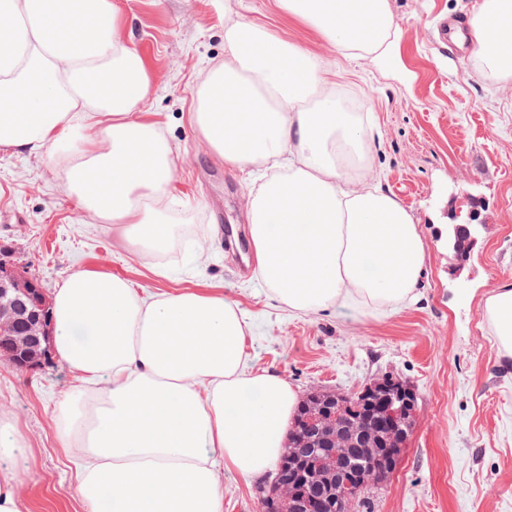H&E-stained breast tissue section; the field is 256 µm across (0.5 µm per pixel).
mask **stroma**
Here are the masks:
<instances>
[{"label": "stroma", "mask_w": 512, "mask_h": 512, "mask_svg": "<svg viewBox=\"0 0 512 512\" xmlns=\"http://www.w3.org/2000/svg\"><path fill=\"white\" fill-rule=\"evenodd\" d=\"M477 0H389L398 55L389 66L339 58L322 32L281 0H112L148 63V108L176 162L177 232L162 260L125 245L57 184L49 160L0 149V260L28 271L45 293L71 272L103 271L149 293L195 289L238 303L249 331L246 366L278 374L299 393L359 391L386 374L417 402L415 426L373 512H512V358L485 317L492 291L512 287V76L483 70L468 39L433 42L441 17L471 16ZM262 28L322 63L340 99L368 112L375 145L367 166L412 215L425 244L415 302L380 314L288 309L253 274L225 229L249 240L250 171L217 162L190 126L201 71L224 60L228 19ZM477 212L466 258L448 227ZM203 240L205 264L193 259ZM75 377L58 362L18 371L0 359V414L26 438L32 512H86L75 469L53 421ZM224 512H260L268 477L222 470Z\"/></svg>", "instance_id": "stroma-1"}]
</instances>
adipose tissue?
<instances>
[{
	"mask_svg": "<svg viewBox=\"0 0 512 512\" xmlns=\"http://www.w3.org/2000/svg\"><path fill=\"white\" fill-rule=\"evenodd\" d=\"M338 56L382 62L397 48L388 0H282ZM0 148L50 159L84 213L151 257L175 226V163L147 118L143 56L112 0H0ZM480 66L512 74V0L470 19ZM190 124L225 165L262 171L247 201L257 273L289 309L382 312L415 297L425 246L410 213L350 170L370 149L309 56L240 22L199 84ZM53 352L75 375L80 417L56 426L89 512H224L219 467L245 477L278 461L299 394L244 365L236 303L193 290L145 297L77 270L52 298ZM512 357V289L486 301ZM24 440L0 416V512H30L9 462Z\"/></svg>",
	"mask_w": 512,
	"mask_h": 512,
	"instance_id": "ef3b65f1",
	"label": "adipose tissue"
}]
</instances>
